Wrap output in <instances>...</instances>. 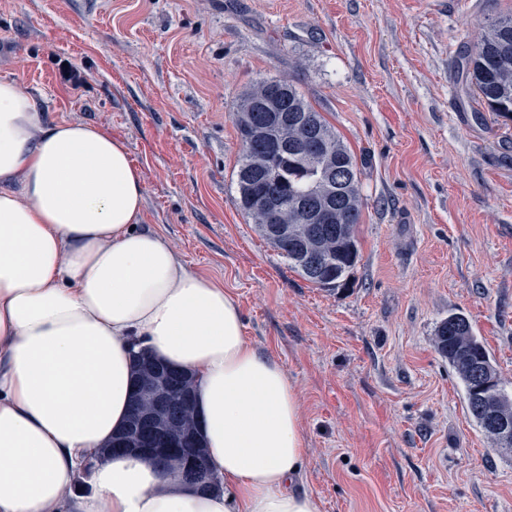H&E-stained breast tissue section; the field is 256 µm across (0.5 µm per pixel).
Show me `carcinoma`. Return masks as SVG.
Here are the masks:
<instances>
[{"label":"carcinoma","mask_w":512,"mask_h":512,"mask_svg":"<svg viewBox=\"0 0 512 512\" xmlns=\"http://www.w3.org/2000/svg\"><path fill=\"white\" fill-rule=\"evenodd\" d=\"M461 77L475 90L489 112L512 114V13L484 27L477 43L461 58ZM233 122L241 150L233 171L236 204L258 235L306 281L333 290L343 285L359 251L356 226L362 210L359 169L351 149L321 112L293 83L263 79L240 96ZM346 172L335 184L331 202L336 218L327 224H307L301 207L320 203L330 173ZM281 201L279 216L271 221L265 200ZM288 224V237L272 230L273 223ZM432 343L448 360L464 386L468 414L485 439L503 448L492 421L512 422V393L506 391L497 367L472 325L462 314H450L437 325ZM166 380L174 411L157 425L173 432L163 469L180 474L189 459L207 461L206 448L195 434L194 406L182 403V393L195 387L181 370H168L150 357L136 359L132 409L125 426L113 440L130 435L137 414H150L154 403L140 395L139 385Z\"/></svg>","instance_id":"carcinoma-1"}]
</instances>
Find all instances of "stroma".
<instances>
[{"label":"stroma","instance_id":"obj_1","mask_svg":"<svg viewBox=\"0 0 512 512\" xmlns=\"http://www.w3.org/2000/svg\"><path fill=\"white\" fill-rule=\"evenodd\" d=\"M512 0H0V79L46 121L107 128L142 174L144 224L238 300L292 382L321 512H512V451L486 441L435 351L465 315L512 391V117L458 78ZM87 74L59 82L58 59ZM296 83L357 158L360 258L344 286L291 270L235 203L232 114Z\"/></svg>","mask_w":512,"mask_h":512}]
</instances>
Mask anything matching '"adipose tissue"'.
I'll return each mask as SVG.
<instances>
[{
    "mask_svg": "<svg viewBox=\"0 0 512 512\" xmlns=\"http://www.w3.org/2000/svg\"><path fill=\"white\" fill-rule=\"evenodd\" d=\"M143 221L122 139L45 122L0 80V512H320L290 488L306 441L287 373L249 343L233 294ZM141 350L194 376L221 489L102 455Z\"/></svg>",
    "mask_w": 512,
    "mask_h": 512,
    "instance_id": "ef3b65f1",
    "label": "adipose tissue"
}]
</instances>
